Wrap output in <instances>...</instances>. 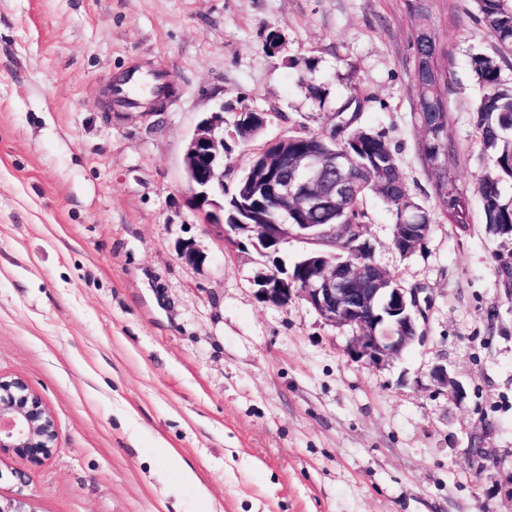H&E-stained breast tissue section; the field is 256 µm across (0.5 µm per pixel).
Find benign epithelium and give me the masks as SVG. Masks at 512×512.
Instances as JSON below:
<instances>
[{"label":"benign epithelium","mask_w":512,"mask_h":512,"mask_svg":"<svg viewBox=\"0 0 512 512\" xmlns=\"http://www.w3.org/2000/svg\"><path fill=\"white\" fill-rule=\"evenodd\" d=\"M224 124V111L211 112L186 142L183 167L193 206L204 213L206 223L222 228L224 243L231 249L247 241L265 256L270 243L279 246L293 239L315 245L299 276L261 270L253 279L260 298L279 307L300 298L327 324L351 329L345 352L353 361L382 366L399 357L418 339V318L425 314L419 299L421 289L392 287L390 271L374 260L338 265L336 253L322 249V236L328 233L325 225L288 223L291 205L310 208L324 191L332 199L344 195V178L324 184L326 172L344 174L352 163L350 155L336 147V127L323 132L330 140L328 145L296 159L290 178L266 181L265 193L280 223L249 224L242 220L228 228L224 225V139L227 135L235 137V133ZM178 256L190 265L206 260L192 241L179 245ZM431 379L451 388L455 399L464 397L463 386L449 377L445 366H434ZM56 442V421L42 397L23 378L0 374V453L38 463L52 454ZM27 505L20 493L0 497V512H33Z\"/></svg>","instance_id":"1"}]
</instances>
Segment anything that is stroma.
Segmentation results:
<instances>
[{
    "label": "stroma",
    "instance_id": "obj_1",
    "mask_svg": "<svg viewBox=\"0 0 512 512\" xmlns=\"http://www.w3.org/2000/svg\"><path fill=\"white\" fill-rule=\"evenodd\" d=\"M474 13L433 0L430 14L463 229L419 156L404 0H0V374L23 377L58 431L44 462L0 457V495L33 512H512V244L472 193L491 160L470 58L497 53ZM128 73L172 83L163 111L105 114ZM351 102L432 224L401 257L393 214L365 200L374 260L430 297L422 339L379 367L350 360L351 330L304 300L260 299L258 254L205 223L182 164L209 112L278 113L271 139L321 133ZM186 241L203 265L179 258Z\"/></svg>",
    "mask_w": 512,
    "mask_h": 512
}]
</instances>
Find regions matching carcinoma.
<instances>
[{"instance_id": "1", "label": "carcinoma", "mask_w": 512, "mask_h": 512, "mask_svg": "<svg viewBox=\"0 0 512 512\" xmlns=\"http://www.w3.org/2000/svg\"><path fill=\"white\" fill-rule=\"evenodd\" d=\"M477 19L496 40L499 56L512 53V7L505 0H475ZM434 33L426 25L417 27L414 50L424 58L419 66L420 76L414 82L422 85L414 120L423 130L419 143V156L427 171L434 175V191L452 224L464 228L470 224L469 201L466 192L460 189L449 176L441 174L432 166L436 155L454 151L450 122L445 107L446 74L441 68ZM471 69L482 89L477 106V133L483 152L492 160V166L484 170L475 184L480 196L484 224L489 233L512 239V202L502 197V183L512 180V88L501 83L498 61L490 56L476 54L471 57ZM258 122L265 116L246 113L239 116L233 127L236 136L250 139L252 128L248 119ZM316 135L294 132L288 135V158L308 151ZM342 144L352 154L355 165L349 173L350 188L345 197L334 206H321L296 223L334 224L336 238L360 239V226L368 220L363 201L372 193L379 196L400 219L401 212L408 209L421 215L423 223H430V213L415 201L410 192L395 150L386 136L369 128H354L350 137ZM242 193V183L235 184L226 198V208L233 209L227 216V223H236V218L247 214L235 206V199Z\"/></svg>"}]
</instances>
